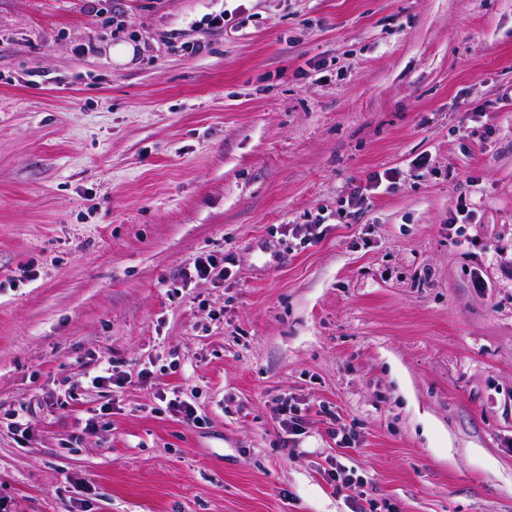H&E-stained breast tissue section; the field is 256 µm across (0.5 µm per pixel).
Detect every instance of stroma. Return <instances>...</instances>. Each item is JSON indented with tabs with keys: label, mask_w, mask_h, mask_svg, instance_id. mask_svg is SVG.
<instances>
[{
	"label": "stroma",
	"mask_w": 512,
	"mask_h": 512,
	"mask_svg": "<svg viewBox=\"0 0 512 512\" xmlns=\"http://www.w3.org/2000/svg\"><path fill=\"white\" fill-rule=\"evenodd\" d=\"M339 455L512 512V0H0V512H351ZM279 414L283 429L288 433V440L284 441V445L288 446L294 441V436H299L302 432V415L298 410V406L293 404L288 398L281 399L279 404ZM328 424L329 433L336 438V444L339 448H353L357 442L356 433L345 424L338 414H332Z\"/></svg>",
	"instance_id": "1"
}]
</instances>
